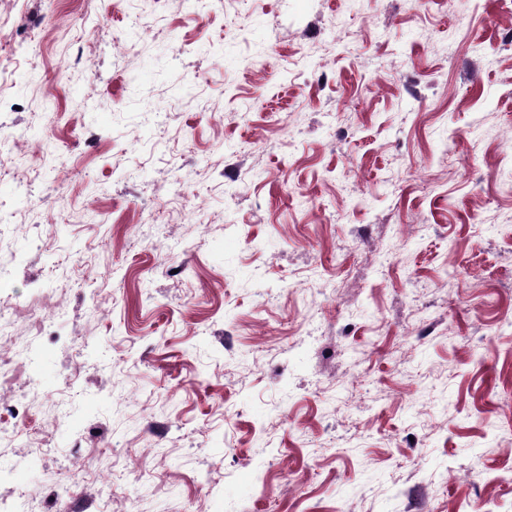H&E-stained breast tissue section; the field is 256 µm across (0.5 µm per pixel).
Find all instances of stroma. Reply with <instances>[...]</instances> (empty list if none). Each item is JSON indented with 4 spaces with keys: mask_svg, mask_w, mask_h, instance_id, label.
Here are the masks:
<instances>
[{
    "mask_svg": "<svg viewBox=\"0 0 512 512\" xmlns=\"http://www.w3.org/2000/svg\"><path fill=\"white\" fill-rule=\"evenodd\" d=\"M400 3L11 0L5 512H512V0Z\"/></svg>",
    "mask_w": 512,
    "mask_h": 512,
    "instance_id": "35a3bbf8",
    "label": "stroma"
}]
</instances>
